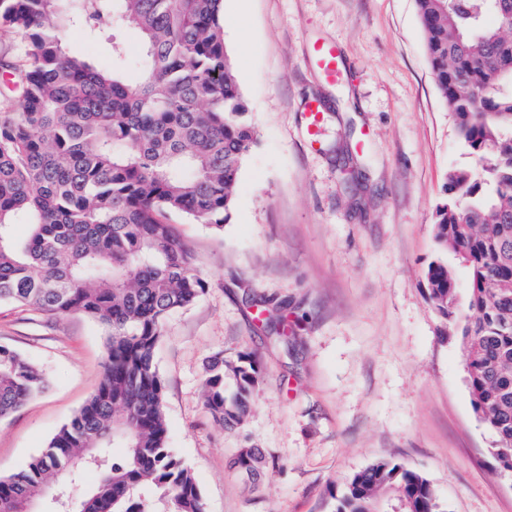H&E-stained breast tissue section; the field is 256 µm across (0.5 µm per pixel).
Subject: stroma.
Segmentation results:
<instances>
[{
  "instance_id": "35a3bbf8",
  "label": "stroma",
  "mask_w": 512,
  "mask_h": 512,
  "mask_svg": "<svg viewBox=\"0 0 512 512\" xmlns=\"http://www.w3.org/2000/svg\"><path fill=\"white\" fill-rule=\"evenodd\" d=\"M224 42L255 130L223 230L173 217L207 288L171 314L155 364L169 446L207 512H333L330 488L378 458L422 471L447 512H512V479L491 474V437L475 418L455 337L427 297L433 212L466 161L435 85L414 0H224ZM74 54L112 64L135 33L63 28ZM336 43L342 77L310 55ZM325 113L311 146L308 100ZM273 312L259 321V310ZM0 344L39 364L47 390L0 421V476L22 470L84 404L105 363L101 329L0 304ZM254 353L260 383L247 421L225 428L203 399L215 354ZM262 449L260 487L231 469Z\"/></svg>"
}]
</instances>
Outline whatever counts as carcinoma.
Segmentation results:
<instances>
[{"mask_svg":"<svg viewBox=\"0 0 512 512\" xmlns=\"http://www.w3.org/2000/svg\"><path fill=\"white\" fill-rule=\"evenodd\" d=\"M425 49L459 144L474 166L448 171L436 207L438 255L427 295L457 318L472 408L491 435V470L512 477V0H415ZM223 0H0V53L13 88L0 113V303L79 312L104 330L96 390L19 473L0 476V512H28L49 483L96 477L74 512H206L193 473L168 446L155 351L174 311L205 282L170 217L221 229L254 143L248 104L224 44ZM96 37L127 27L142 39L137 82L68 53L55 29ZM24 219L27 238L12 226ZM261 376L250 352L213 357L204 404L242 424ZM45 373L0 345V420L43 393ZM122 451L111 452L114 444ZM264 455L231 467L255 485ZM334 512H447L431 481L381 458L346 477Z\"/></svg>","mask_w":512,"mask_h":512,"instance_id":"cac0c4a2","label":"carcinoma"}]
</instances>
